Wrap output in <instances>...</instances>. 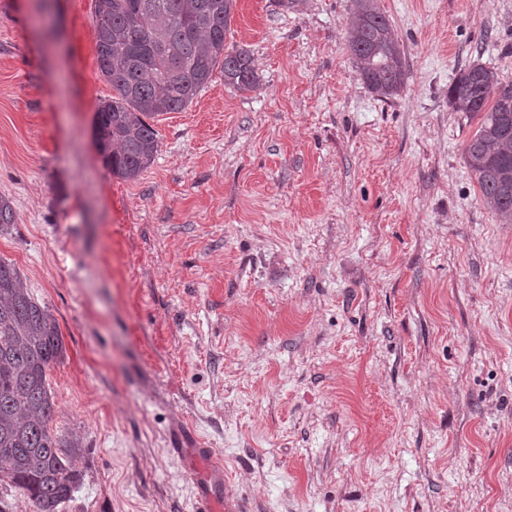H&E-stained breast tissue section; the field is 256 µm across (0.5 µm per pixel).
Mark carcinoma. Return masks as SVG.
I'll return each mask as SVG.
<instances>
[{
  "label": "carcinoma",
  "mask_w": 512,
  "mask_h": 512,
  "mask_svg": "<svg viewBox=\"0 0 512 512\" xmlns=\"http://www.w3.org/2000/svg\"><path fill=\"white\" fill-rule=\"evenodd\" d=\"M236 0H94L97 64L115 95L95 112L96 141L112 174L134 180L158 153L149 123L179 112L221 67L224 84L260 85L254 58L228 50ZM347 44L367 88L382 101L405 88L406 55L376 0H357ZM448 107L480 119L464 148L482 204L512 224V81L471 64L448 86ZM55 316L36 303L16 267L0 260V481L33 512H59L80 479L78 438L51 428L55 403L47 370L63 357Z\"/></svg>",
  "instance_id": "cac0c4a2"
}]
</instances>
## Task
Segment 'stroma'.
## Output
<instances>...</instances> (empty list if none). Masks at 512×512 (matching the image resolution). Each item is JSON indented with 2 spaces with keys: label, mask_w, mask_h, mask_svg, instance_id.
Returning a JSON list of instances; mask_svg holds the SVG:
<instances>
[{
  "label": "stroma",
  "mask_w": 512,
  "mask_h": 512,
  "mask_svg": "<svg viewBox=\"0 0 512 512\" xmlns=\"http://www.w3.org/2000/svg\"><path fill=\"white\" fill-rule=\"evenodd\" d=\"M356 0H237L214 73L112 175L93 0H0V260L57 318L60 512H512V224L463 158L461 68L512 80V0H378L408 60L379 101Z\"/></svg>",
  "instance_id": "1"
}]
</instances>
